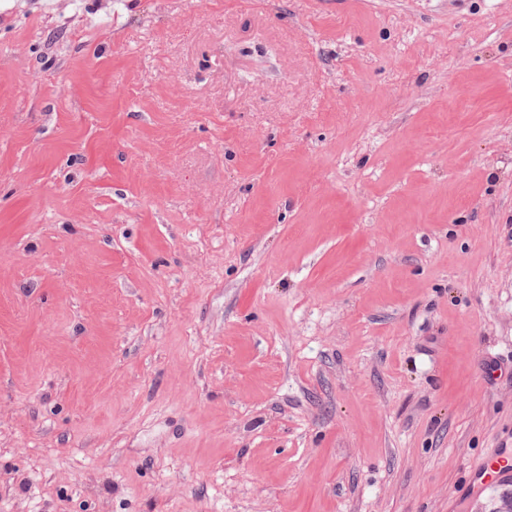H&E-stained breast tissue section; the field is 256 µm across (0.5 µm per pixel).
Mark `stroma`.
Listing matches in <instances>:
<instances>
[{
    "label": "stroma",
    "instance_id": "stroma-1",
    "mask_svg": "<svg viewBox=\"0 0 512 512\" xmlns=\"http://www.w3.org/2000/svg\"><path fill=\"white\" fill-rule=\"evenodd\" d=\"M512 0H0V512H503ZM512 483V448H490L473 467L467 488L469 498L488 487Z\"/></svg>",
    "mask_w": 512,
    "mask_h": 512
}]
</instances>
